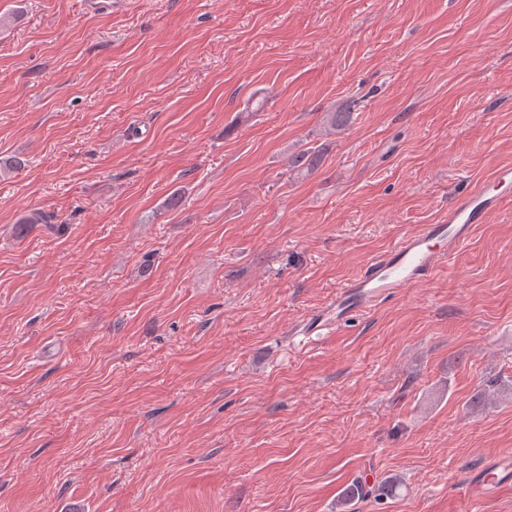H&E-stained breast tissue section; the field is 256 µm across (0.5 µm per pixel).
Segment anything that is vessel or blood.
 <instances>
[{
	"label": "vessel or blood",
	"mask_w": 512,
	"mask_h": 512,
	"mask_svg": "<svg viewBox=\"0 0 512 512\" xmlns=\"http://www.w3.org/2000/svg\"><path fill=\"white\" fill-rule=\"evenodd\" d=\"M493 183H512V167L499 168L491 176L489 185L457 197L446 217L426 225L422 233L402 238L373 258L360 275L337 291L335 300L325 311L311 316L310 326L317 328L330 321L345 325L352 316L376 302L394 297L428 278L442 260L434 249L435 244L443 243L449 249H456L470 237L476 225L485 223L502 205V198L489 189ZM509 481H512L511 475L493 468L467 476L461 489L466 493L492 492Z\"/></svg>",
	"instance_id": "b4317fda"
}]
</instances>
